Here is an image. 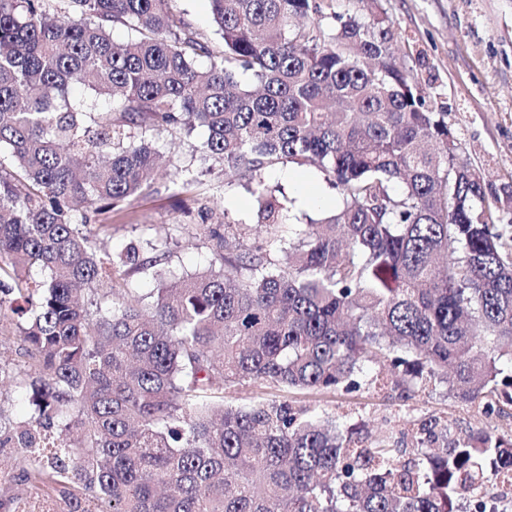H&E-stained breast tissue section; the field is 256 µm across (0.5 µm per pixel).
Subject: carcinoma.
<instances>
[{
    "mask_svg": "<svg viewBox=\"0 0 512 512\" xmlns=\"http://www.w3.org/2000/svg\"><path fill=\"white\" fill-rule=\"evenodd\" d=\"M173 2L0 0V311L31 406L0 422L14 481L58 512H508L512 494L474 491L512 483V437L422 423L415 448H442L411 464L287 400L224 404L233 385L444 382L485 414L512 406V252L377 0L332 31L297 22L323 0H208L218 53ZM199 128L200 164L243 183L252 222L202 216L212 259L191 275L162 267L168 235L100 254L98 216L152 192L153 140ZM307 163L337 202L286 244L264 173ZM134 272L156 288L126 287ZM0 509L28 512L20 493ZM15 331H5L0 329V358L2 362H10L14 371L23 370L27 365L28 357L25 356V346L22 341L16 337Z\"/></svg>",
    "mask_w": 512,
    "mask_h": 512,
    "instance_id": "cac0c4a2",
    "label": "carcinoma"
}]
</instances>
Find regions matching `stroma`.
Wrapping results in <instances>:
<instances>
[{"label": "stroma", "mask_w": 512, "mask_h": 512, "mask_svg": "<svg viewBox=\"0 0 512 512\" xmlns=\"http://www.w3.org/2000/svg\"><path fill=\"white\" fill-rule=\"evenodd\" d=\"M379 4L391 21L398 61L427 106L443 113L460 159L481 173L495 221L505 228L504 243L511 249L512 0H379ZM203 139L200 130L188 136L165 133L156 139L163 158L190 168L197 181L182 193L173 188L168 174L157 176L149 196L108 215L112 239L107 249L169 235L179 241L170 267L191 272L208 266L211 259L210 244L199 227L201 207H209L219 219H250L255 201L241 184L225 185L221 167L204 174L192 163ZM305 172L324 202L311 207L297 202V189L285 177L283 166L265 172L270 185L282 186L295 201L298 220L280 226L281 239L299 233L302 216L314 217L333 207L336 192L321 171L309 166ZM291 399L322 416L355 425L360 436L373 442H400L403 431L431 419L446 424L452 438L472 429L512 431V407L501 414H484L443 390L405 396L388 387L364 388L351 393H295Z\"/></svg>", "instance_id": "1"}]
</instances>
